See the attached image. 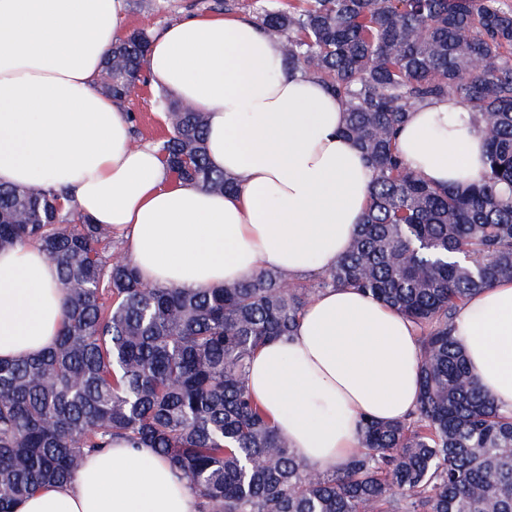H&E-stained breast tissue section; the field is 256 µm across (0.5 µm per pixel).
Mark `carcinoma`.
<instances>
[{
    "mask_svg": "<svg viewBox=\"0 0 512 512\" xmlns=\"http://www.w3.org/2000/svg\"><path fill=\"white\" fill-rule=\"evenodd\" d=\"M248 17L286 63L336 94L374 171L345 256L314 282L260 268L188 290L112 260V232L65 210L48 186L0 185V251L36 244L58 270L66 319L56 345L0 360V512L69 482L122 437L154 448L199 512H512V414L472 378L453 319L473 293L512 281V7L502 0H253ZM150 34L112 48L98 86L119 100L141 81ZM455 96L485 135L465 187L408 169L395 136L411 109ZM155 142L171 173L206 190L235 181L207 155V115L162 102ZM350 286L421 330L420 399L405 420H362L332 473L299 460L246 385L263 345L292 335L325 288Z\"/></svg>",
    "mask_w": 512,
    "mask_h": 512,
    "instance_id": "obj_1",
    "label": "carcinoma"
}]
</instances>
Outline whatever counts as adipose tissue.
Wrapping results in <instances>:
<instances>
[{"label": "adipose tissue", "mask_w": 512, "mask_h": 512, "mask_svg": "<svg viewBox=\"0 0 512 512\" xmlns=\"http://www.w3.org/2000/svg\"><path fill=\"white\" fill-rule=\"evenodd\" d=\"M126 34L125 0H0V184L65 190L126 236L152 284L197 290L261 267L292 280L335 267L374 179L342 133L336 95L288 68L280 42L251 21L195 14L162 29L147 56L153 83L207 113L208 157L239 184L210 192L134 143L119 102L97 91L106 53ZM396 147L437 186L473 181L486 160L457 97L413 109ZM57 281L37 246L0 252V359L55 345L65 319ZM454 337L480 387L512 409V281L462 303ZM420 352L410 320L357 289L329 288L293 336L257 352L246 387L298 458L333 472L356 452L363 417L395 422L415 410ZM16 512H198V501L155 449L116 439Z\"/></svg>", "instance_id": "obj_1"}]
</instances>
